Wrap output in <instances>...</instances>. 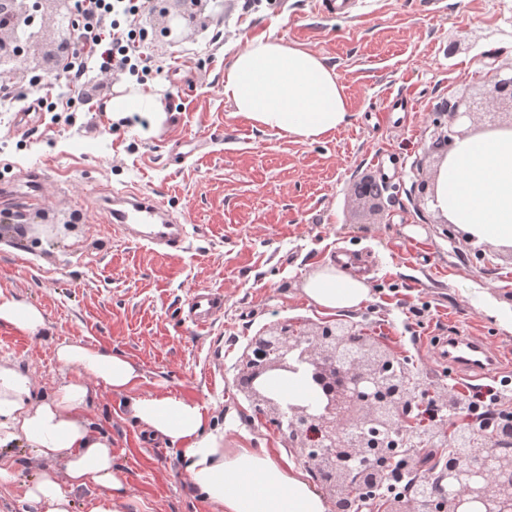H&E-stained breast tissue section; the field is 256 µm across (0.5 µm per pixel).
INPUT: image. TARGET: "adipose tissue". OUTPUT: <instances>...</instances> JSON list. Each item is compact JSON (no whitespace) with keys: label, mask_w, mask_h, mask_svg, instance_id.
<instances>
[{"label":"adipose tissue","mask_w":512,"mask_h":512,"mask_svg":"<svg viewBox=\"0 0 512 512\" xmlns=\"http://www.w3.org/2000/svg\"><path fill=\"white\" fill-rule=\"evenodd\" d=\"M224 96L237 113L263 129L314 141L348 123L350 114L336 70L325 59L266 36L249 39L224 72ZM113 118H139L158 132L167 118L159 95L127 92L112 99ZM438 205L449 223L479 241L512 247V131L457 140L437 179ZM302 291L329 310L359 307L369 299L365 277L329 261L309 273ZM0 322L35 334L45 320L34 305L0 296ZM62 368L78 376L42 399L28 370L0 361V489L15 480L12 447L32 448L41 468L24 499L32 512H70L74 492L95 484L87 512H119L127 487L112 468V447L86 413L94 387L127 396L141 431L178 447L181 467L212 512H327L324 499L294 465L265 450L228 448L209 429L204 407L168 393L134 394L135 364L104 348L73 342L55 347Z\"/></svg>","instance_id":"1"}]
</instances>
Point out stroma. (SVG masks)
<instances>
[{"mask_svg": "<svg viewBox=\"0 0 512 512\" xmlns=\"http://www.w3.org/2000/svg\"><path fill=\"white\" fill-rule=\"evenodd\" d=\"M222 3L206 0L177 42L150 43L162 70L142 86L167 111L154 135L108 112L118 90L140 86L120 72L93 79L88 107L32 113L30 130L17 112H0V295L37 306L47 322L34 335L0 323V357L48 394L63 379L57 343L112 350L140 367L136 393L198 401L226 443L285 456L307 473L300 450L255 413L240 377L255 337L325 321L302 293L321 262L362 254L371 299L335 319L406 359L429 395L464 399L512 377V249L442 223L412 191L434 171L423 156L440 105L479 96L490 66H512V0H362L349 18L318 0ZM261 35L335 67L347 125L300 142L236 113L224 70ZM366 176L387 179L382 208L357 199ZM120 189L171 209L187 226L185 249L153 251L114 233L101 202ZM200 288L224 296L204 331L179 313ZM436 336L484 337L498 370L449 377ZM90 417L125 480L122 512H211L179 451L147 438L121 398L97 389ZM12 453L16 481L0 494V512H27L24 487L39 466L32 449Z\"/></svg>", "mask_w": 512, "mask_h": 512, "instance_id": "35a3bbf8", "label": "stroma"}]
</instances>
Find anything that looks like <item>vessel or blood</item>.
<instances>
[{"label": "vessel or blood", "mask_w": 512, "mask_h": 512, "mask_svg": "<svg viewBox=\"0 0 512 512\" xmlns=\"http://www.w3.org/2000/svg\"><path fill=\"white\" fill-rule=\"evenodd\" d=\"M109 218L115 231L132 236L154 250H178L188 239L185 225L161 201L147 193L113 192ZM223 309L224 300L219 293L202 289L189 296L181 314L189 326L203 330ZM454 358L458 368L483 370L493 365L496 355L482 337L463 336L454 347Z\"/></svg>", "instance_id": "1"}]
</instances>
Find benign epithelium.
<instances>
[{"label":"benign epithelium","instance_id":"benign-epithelium-1","mask_svg":"<svg viewBox=\"0 0 512 512\" xmlns=\"http://www.w3.org/2000/svg\"><path fill=\"white\" fill-rule=\"evenodd\" d=\"M172 0H150L151 12L163 21L165 38H177L182 28L194 22L198 0H177L178 13H170ZM52 5L59 18L71 11L70 0H16L12 24L0 25V46L17 41L30 16ZM485 99L512 108V67L488 70L483 82ZM443 112L448 122L431 145L437 166L447 160L455 141L465 136L463 127L480 120L485 131L512 130L511 112H490L484 99L459 100ZM437 176L433 173L417 185L418 195L440 211ZM353 328L324 322L309 331L281 324L256 337L250 347L248 369L254 411L274 425L285 428L289 447L298 448L318 472H330L325 491L330 503L354 493L356 471L370 468L376 485L387 475V464L372 459V449L383 436L407 424L406 411L415 402L418 386L387 374L392 354L372 339L358 341ZM302 375L309 383L312 399L285 401L266 386L273 373ZM443 416L436 427L426 430L435 437L446 431L459 410L453 392L440 400ZM466 450L448 464L442 480L448 489L435 495L421 493L409 502L393 501L388 512H512V446L491 448L479 432L465 436Z\"/></svg>","mask_w":512,"mask_h":512}]
</instances>
